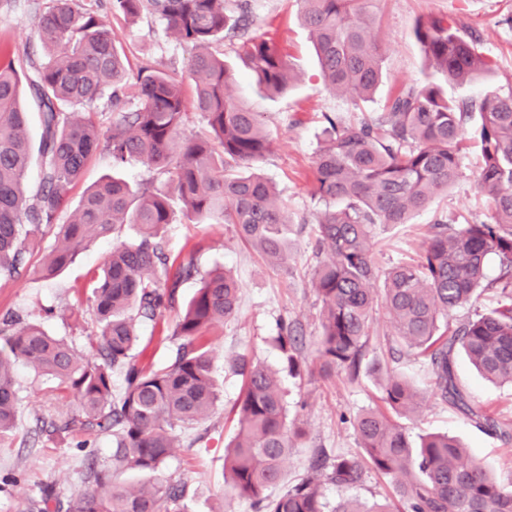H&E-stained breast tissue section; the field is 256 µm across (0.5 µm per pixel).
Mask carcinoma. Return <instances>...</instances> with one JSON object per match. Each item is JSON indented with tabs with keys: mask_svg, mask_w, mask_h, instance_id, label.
<instances>
[{
	"mask_svg": "<svg viewBox=\"0 0 512 512\" xmlns=\"http://www.w3.org/2000/svg\"><path fill=\"white\" fill-rule=\"evenodd\" d=\"M226 0H112L125 20L146 15L194 49L188 65L193 96L183 78L152 66L131 73L112 27L81 0H49L36 28L43 53L27 56L18 70L13 52L0 45V276L12 277L26 263L30 246L55 231L56 246L41 272L58 275L91 241L117 238L126 224L138 229L133 243L118 242L101 271L87 281L99 328L89 338L98 360L80 356L67 340L37 324L0 323V435L16 423L19 398L14 367L23 362L56 379L72 393L82 419L75 446L87 436H112L111 464L90 472L89 485L64 504L51 489L39 512H187L181 485L165 481L127 486L114 479L125 471L157 472L177 447L178 430L204 422L220 393L213 358L203 343L210 329L236 316L239 287L221 267L207 271L181 313L170 339L179 341L174 359L153 369L133 363L139 325L173 307L192 263L173 267L162 229L173 222L172 200L192 223L216 219L279 267L288 262V214L276 188L254 171L270 151L260 115L227 93L235 70L219 47L245 31L226 14ZM300 20L309 32L325 87L347 94L359 116H325V138L313 161L318 255L311 286L320 302V368L357 374L369 343L377 300L393 332L391 340L425 361L430 394L476 427L508 442L512 418L494 417L470 403L456 382L457 357L465 356L485 379L512 385V87L479 98L451 97L444 86L462 88L493 73L494 62L478 49L465 24L442 17L416 21L414 34L428 66L443 83L427 80L402 87L376 116L363 113L383 75L377 20L366 0H301ZM239 59L269 95L294 81L290 62L270 39L249 37ZM38 101L41 185L27 194L31 158L20 84ZM112 106L107 130L93 108ZM195 113L206 137L171 145ZM479 139L477 187L488 199L490 217L456 228L433 224L419 260L385 273L371 256L373 228L405 224L463 176L468 135ZM99 149L120 168L132 160L165 177L161 185L134 187L105 178L82 197L72 219L56 223L70 189ZM499 259L497 306L463 322L449 318L485 289V261ZM382 281V293L376 282ZM283 366L302 373L299 338L285 323L273 338ZM125 375V389L112 395V372ZM244 377L237 404L238 431L224 455L225 479L256 512H512V479L500 480L454 438L426 434L410 439L423 396L406 377L381 376L379 404L354 421L360 452L311 460L299 481L271 497L282 465L304 421L290 417L279 372L242 360ZM389 479L392 492L364 505L343 498L327 510L323 485L341 490L362 485L369 473Z\"/></svg>",
	"mask_w": 512,
	"mask_h": 512,
	"instance_id": "carcinoma-1",
	"label": "carcinoma"
}]
</instances>
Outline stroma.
Wrapping results in <instances>:
<instances>
[{"instance_id": "obj_1", "label": "stroma", "mask_w": 512, "mask_h": 512, "mask_svg": "<svg viewBox=\"0 0 512 512\" xmlns=\"http://www.w3.org/2000/svg\"><path fill=\"white\" fill-rule=\"evenodd\" d=\"M82 3L112 27L131 67L149 62L180 75L186 73L193 49L166 32L160 21L145 17L130 24L113 16L109 0ZM47 4L48 0H0V44L8 45L16 59L41 54L36 24ZM369 10L380 20L384 77L366 112L380 113L386 100L406 84L433 79L413 35L415 22L422 16H441L449 24L470 26L480 38L481 52L495 60V76L462 88V95L476 97L512 81V26L506 23L512 14V0H371ZM299 11V0H229L227 4L231 16L249 14V35L274 37L288 56L296 79L286 94L261 92L236 56L234 44L224 46L236 70L231 94L261 114L270 135L271 149L258 169L288 203V267L283 270L267 265L239 239L232 225L213 220L194 224L176 216L164 230L167 252L176 262L193 261L197 273L180 283L173 308L155 320L142 322L134 349L140 364L153 368L167 365L176 349L169 336L184 305L199 287L201 274L217 265L232 271L240 286L238 314L205 337L214 357L213 376L221 401L207 422L180 433L178 447L158 476L184 484L183 503L188 512H254L251 501L238 497L224 480V447L237 429L236 405L243 387L233 362L243 356L277 366L278 354L271 338L279 324H290L301 336L300 356L307 370L296 379L282 377L281 385L290 416L305 421L307 435L291 449L269 495H278L294 484L317 451L331 455L356 452L352 421L374 406L380 395L377 378L368 371H360L354 380L341 368L327 376L320 372L319 304L310 287V272L316 262L314 218L321 204L313 194L312 164L322 141L324 114L335 112L349 120L354 113L348 96L330 93L324 87ZM478 161V143L469 140L464 176L457 185L408 223L375 226L373 256L381 269L417 258L435 220L451 218L464 223L487 218L489 203L476 185ZM112 173L134 186L151 177L137 162L113 169L111 157L97 151L72 188L61 220H69L89 185ZM112 245L109 239L92 242L51 279L41 275V255L33 253L19 275L0 276V317L13 314L24 322L39 324L49 335L65 338L80 353H88V338L96 332L97 323L83 285L87 271L103 265ZM388 330L386 319L377 318L367 355L379 358L385 370L406 376L425 392L411 426L412 436H454L496 477L512 478V445L479 430L448 404L428 396L427 366L408 355L391 358ZM456 370L474 406L512 418V387L485 382L462 357ZM15 380L20 398L16 426L0 439V512H38L44 487L52 486L60 495H69L83 486L89 466L109 463L112 438L99 436L90 448L76 447V439L70 435L48 439L50 423L78 417L75 400L61 394L53 378L35 373L25 364L16 365Z\"/></svg>"}]
</instances>
